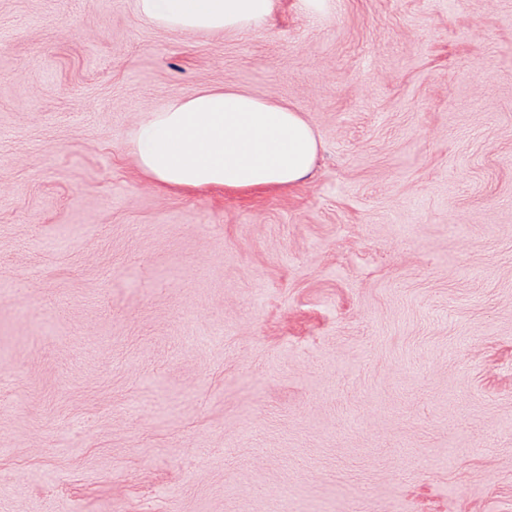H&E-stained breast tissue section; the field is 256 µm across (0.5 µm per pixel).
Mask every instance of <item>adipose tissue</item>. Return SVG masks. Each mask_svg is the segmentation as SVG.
Segmentation results:
<instances>
[{"instance_id": "ef3b65f1", "label": "adipose tissue", "mask_w": 512, "mask_h": 512, "mask_svg": "<svg viewBox=\"0 0 512 512\" xmlns=\"http://www.w3.org/2000/svg\"><path fill=\"white\" fill-rule=\"evenodd\" d=\"M136 7L170 31L237 33L264 23L274 0H137ZM126 147L146 180L174 193L289 190L312 177L320 149L302 113L221 86L144 112Z\"/></svg>"}]
</instances>
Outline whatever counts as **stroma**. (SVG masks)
Here are the masks:
<instances>
[{"label": "stroma", "mask_w": 512, "mask_h": 512, "mask_svg": "<svg viewBox=\"0 0 512 512\" xmlns=\"http://www.w3.org/2000/svg\"><path fill=\"white\" fill-rule=\"evenodd\" d=\"M212 86L313 178L147 182L131 129ZM0 366V512H512V0H0ZM138 12L155 26L184 33H237L260 26L274 0H137Z\"/></svg>", "instance_id": "obj_1"}]
</instances>
